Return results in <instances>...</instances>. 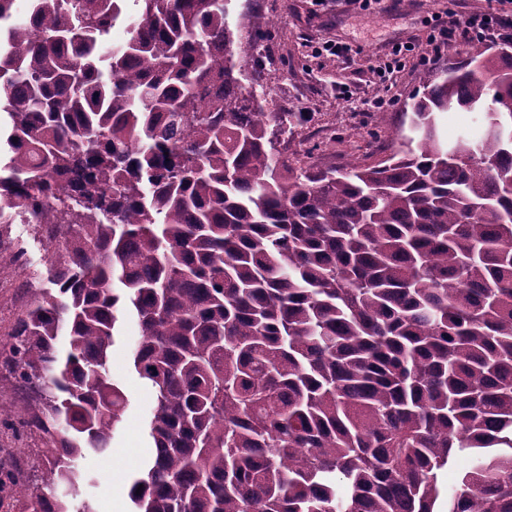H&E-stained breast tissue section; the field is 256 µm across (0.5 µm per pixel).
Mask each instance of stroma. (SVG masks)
<instances>
[{
    "label": "stroma",
    "instance_id": "35a3bbf8",
    "mask_svg": "<svg viewBox=\"0 0 512 512\" xmlns=\"http://www.w3.org/2000/svg\"><path fill=\"white\" fill-rule=\"evenodd\" d=\"M484 5L485 0H376L363 10L350 0H231L229 20L239 23L247 8L275 16L266 38L275 54L266 63L265 85L270 98L307 115L279 150L295 167L316 173L351 163L371 165L390 144L408 146L412 100L426 77L443 74V63L424 64L415 55L407 59L392 77L398 99L382 110L373 106L380 94L375 67L392 43L425 48L435 18ZM336 38L361 46V55L349 63L325 51L324 43ZM8 235L10 251L22 264L14 277L0 282V342L28 297L54 286L45 239L21 223L11 225ZM139 335L137 320L125 317L112 348L110 374L129 399L112 446L78 462L95 480L83 495L96 512H130L127 485L151 454L146 424L154 396L131 362Z\"/></svg>",
    "mask_w": 512,
    "mask_h": 512
}]
</instances>
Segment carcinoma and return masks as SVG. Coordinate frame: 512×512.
Returning <instances> with one entry per match:
<instances>
[{"mask_svg":"<svg viewBox=\"0 0 512 512\" xmlns=\"http://www.w3.org/2000/svg\"><path fill=\"white\" fill-rule=\"evenodd\" d=\"M0 0V241L50 226L56 288L0 358L34 396L0 397L42 442L29 512L72 504L76 462L128 403L108 362L136 314L154 391L133 512H512V39L471 45L412 104L416 145L297 172L275 146L304 113L269 106L273 19L230 0ZM253 40L252 76L235 58ZM482 136L443 145L434 113L485 102ZM464 460L443 490L440 470Z\"/></svg>","mask_w":512,"mask_h":512,"instance_id":"carcinoma-1","label":"carcinoma"}]
</instances>
